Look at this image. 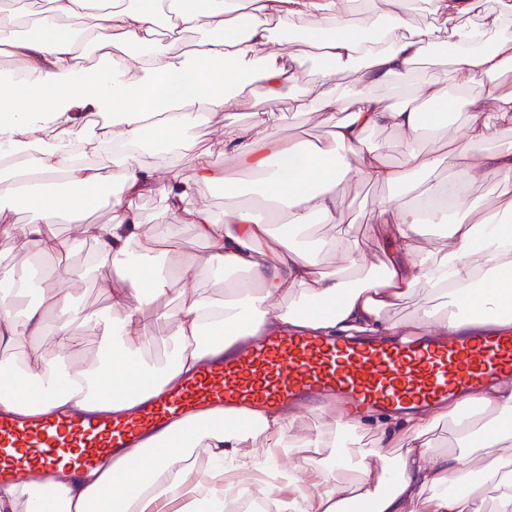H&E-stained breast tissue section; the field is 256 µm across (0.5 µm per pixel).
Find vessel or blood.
<instances>
[{"label": "vessel or blood", "mask_w": 512, "mask_h": 512, "mask_svg": "<svg viewBox=\"0 0 512 512\" xmlns=\"http://www.w3.org/2000/svg\"><path fill=\"white\" fill-rule=\"evenodd\" d=\"M505 377L512 378V332L373 342L277 332L154 395L132 415L0 412V485L38 483L62 465L81 476L207 411L303 410L329 401L353 415L397 414L476 394Z\"/></svg>", "instance_id": "obj_1"}]
</instances>
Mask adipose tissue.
I'll return each mask as SVG.
<instances>
[{
    "instance_id": "obj_1",
    "label": "adipose tissue",
    "mask_w": 512,
    "mask_h": 512,
    "mask_svg": "<svg viewBox=\"0 0 512 512\" xmlns=\"http://www.w3.org/2000/svg\"><path fill=\"white\" fill-rule=\"evenodd\" d=\"M353 0H113L100 17L93 41L63 33L61 20L86 13L89 0H52L51 10L23 30L15 17L0 21V54L18 64L0 80V203L22 205L23 224H1L0 235L37 244L51 280L55 256L92 245L96 260L109 264L114 277L101 318V353L74 363L73 330L86 318L73 290L86 271H67L68 290L58 288L18 307L29 282L13 271L0 273V409L34 416L71 405L89 404L120 411L153 391L178 385L206 360L223 354L233 341L275 328L312 333L367 336H422L452 333L470 326H512V195L503 193L479 210L464 193L466 185L494 180L512 183V143L475 154L474 147L496 139L500 126L512 125V93L498 77L512 72V0H433V17L417 26L409 0H390L384 15L362 25L349 21ZM165 18L171 41L190 30L204 31L196 47L174 51L159 46L157 20ZM301 31L296 46L272 50L273 32ZM435 45L452 49L458 87L482 80L481 93L468 101V116L439 154L416 148L423 132H437L435 113L421 102L447 110L451 92L417 80L414 65ZM318 56L332 68L321 80L299 85L306 58ZM358 69L348 86L340 76ZM247 84L266 102L253 125H224V152L249 159L263 198L285 211L288 220L269 224L254 208L216 215L200 205L199 185L220 181L227 195L238 184L219 173L208 153L196 156L191 175L171 171V158L189 146L188 131L214 112L231 111L237 88ZM394 84L412 89V101L392 106L376 97L375 87ZM292 100L301 112L341 111L324 141H283L271 123L270 108ZM263 127L268 147L251 149L254 127ZM396 130L402 165L387 162L367 135ZM52 133L55 144L27 153L29 143ZM106 154L108 163L87 164L70 149ZM456 169V184L429 186L415 206L378 201L372 234L387 248L382 269L362 276L364 263L348 229L320 244L302 243L313 223L337 221L339 186L351 179L367 185L411 186L440 165ZM107 189L108 223L85 222L87 210ZM161 192L163 224L143 223L137 202ZM77 231L61 236L59 219ZM188 224L206 244L204 253L186 255L171 242V222ZM447 226L448 248L428 246L426 228ZM166 272L154 269L156 254ZM245 275L248 287L227 278ZM181 287L166 302L170 279ZM213 281L217 297L201 286ZM416 294L437 305L410 318L390 320L389 310ZM288 304H281V297ZM489 299L484 317H460L458 308ZM164 321L169 353L146 362L138 345L153 338V320ZM53 339L56 354L44 357L38 339ZM22 381L32 397L18 396L12 381ZM481 413L495 423L477 440L484 448V473L498 491L488 510L485 489L452 488L463 476V455L434 452L427 438L434 427L457 417L459 403L420 408L404 415L369 421L346 417L332 407L318 412L321 424L300 435L302 417L267 407L246 410L249 429L195 426L175 442L155 441L132 448L112 464L95 467L77 481L60 479L51 487L32 483L0 487V512H224L223 490L199 493L195 476L206 469L212 481L232 470L249 471L272 463L277 453L301 457L321 469V487L303 489L305 471L294 468L297 498L265 493L264 512H512V381H502L475 397ZM375 431L365 464L341 475L337 438L345 430ZM263 457L243 453L246 441Z\"/></svg>"
}]
</instances>
